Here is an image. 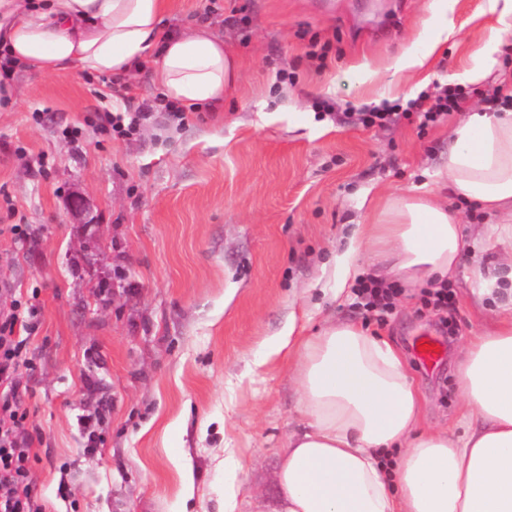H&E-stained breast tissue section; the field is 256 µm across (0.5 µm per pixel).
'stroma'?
I'll list each match as a JSON object with an SVG mask.
<instances>
[{"mask_svg":"<svg viewBox=\"0 0 512 512\" xmlns=\"http://www.w3.org/2000/svg\"><path fill=\"white\" fill-rule=\"evenodd\" d=\"M169 3L168 31L207 21L239 60L240 87L219 109L189 108L181 121L160 111L117 137L101 117L154 104L162 90L149 72L123 95L104 78L20 70L17 108L0 112V310L16 297L37 309L31 366L17 379L44 512H221L233 459L246 463L239 512L273 496L300 392L287 354L262 364L259 349L291 322L316 333L330 313L398 351L424 428L455 429L457 366L507 300L496 289L473 301V260L502 274L512 246L488 242V216L467 203L448 313L425 307L418 288L381 323L354 289L330 303L353 224L389 193L432 186L459 119L365 128L349 112L447 85L464 89L466 109H485L512 76L510 54L483 85L465 79L499 25L486 0H224L220 16L206 15V0ZM432 39L425 68H399ZM79 198L92 223L72 213ZM14 224L28 225L26 240ZM445 316L456 334L425 370L412 340L441 336ZM96 413L92 451L82 421Z\"/></svg>","mask_w":512,"mask_h":512,"instance_id":"35a3bbf8","label":"stroma"}]
</instances>
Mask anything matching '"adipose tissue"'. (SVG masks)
Returning a JSON list of instances; mask_svg holds the SVG:
<instances>
[{"instance_id": "obj_1", "label": "adipose tissue", "mask_w": 512, "mask_h": 512, "mask_svg": "<svg viewBox=\"0 0 512 512\" xmlns=\"http://www.w3.org/2000/svg\"><path fill=\"white\" fill-rule=\"evenodd\" d=\"M167 0H0V112L13 111L12 71L65 78L125 77L150 65L165 97L196 109L237 89V59L207 25L163 29ZM442 188L391 195L355 224L335 257L344 284L373 267L378 280L429 287L457 272L464 202L512 223V109L472 112L454 130ZM288 353L302 426L273 473L276 493L255 512H512V314L475 337L458 367L459 432L420 426L421 403L391 345L329 319L311 336L265 341Z\"/></svg>"}]
</instances>
